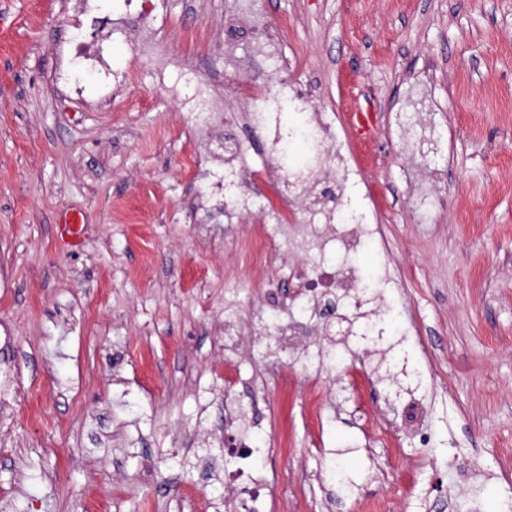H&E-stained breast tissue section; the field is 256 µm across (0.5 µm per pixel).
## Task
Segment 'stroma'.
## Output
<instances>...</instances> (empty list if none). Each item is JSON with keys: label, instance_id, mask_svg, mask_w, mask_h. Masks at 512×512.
I'll return each instance as SVG.
<instances>
[{"label": "stroma", "instance_id": "obj_1", "mask_svg": "<svg viewBox=\"0 0 512 512\" xmlns=\"http://www.w3.org/2000/svg\"><path fill=\"white\" fill-rule=\"evenodd\" d=\"M225 2L165 0L155 39L237 112L241 72L215 73ZM263 5L349 161L345 204L379 227L357 264L398 275L391 328L421 339L432 447L392 461L370 445L382 409L333 367L314 313L288 306L298 258L257 262L256 224L227 223L191 175L200 139L134 31L110 43L124 83L103 94L86 68L75 90L55 80L82 23L72 0H0V512H225L228 433L260 447L254 472L278 474L280 512H362L375 496L456 512L479 485L498 512L512 493V0ZM412 110L437 124L448 200L421 229L397 140ZM72 212L76 245L56 232ZM273 297L321 367L266 331L223 351L225 321Z\"/></svg>", "mask_w": 512, "mask_h": 512}]
</instances>
